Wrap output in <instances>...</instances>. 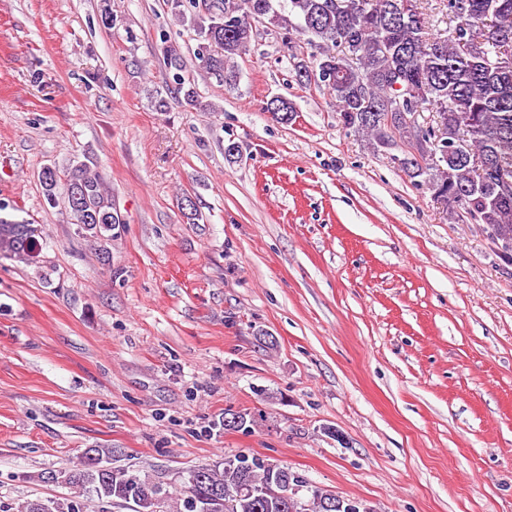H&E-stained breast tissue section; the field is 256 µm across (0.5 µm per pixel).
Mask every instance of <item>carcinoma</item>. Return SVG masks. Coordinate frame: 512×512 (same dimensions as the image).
Masks as SVG:
<instances>
[{
	"instance_id": "1",
	"label": "carcinoma",
	"mask_w": 512,
	"mask_h": 512,
	"mask_svg": "<svg viewBox=\"0 0 512 512\" xmlns=\"http://www.w3.org/2000/svg\"><path fill=\"white\" fill-rule=\"evenodd\" d=\"M454 25L428 32L423 0H213L203 15L191 18L197 41L207 53L195 55L198 66L232 91L239 71L235 60L253 36L252 24L265 22L284 45L304 37L311 52L293 56L298 74L319 68L328 73L323 86L333 96L345 128L368 138L371 148L385 151L398 142L416 152L400 169L432 196H444L448 206L464 209L476 224L485 225L500 254L512 261V0H447ZM166 43L163 59L173 71L176 94L193 109L213 105L202 101L195 84L182 75L177 50ZM415 88L413 111L425 105L433 114L429 124L406 122L402 116L386 124L370 108H383L400 94L395 82ZM466 143L468 157L448 154L436 139ZM484 174H479V169ZM40 183L48 203L67 200L71 190L82 193L89 219L75 216L85 235L105 244L112 231L125 223L103 187L90 160L77 161L60 179L45 166ZM39 243L35 230L0 217V259L28 262ZM115 450L87 448L84 454L104 465L87 464L40 474L44 482L75 486L83 492L117 502L130 512H193L192 500H211V512H321L316 499L339 498L330 490L310 486L302 506L285 508L281 498L262 502L250 489L261 485L268 460L238 454L224 466L198 465L204 479H185L176 485L112 465ZM191 470V471H193ZM186 471V475H191ZM25 512H83L78 500L35 499Z\"/></svg>"
}]
</instances>
